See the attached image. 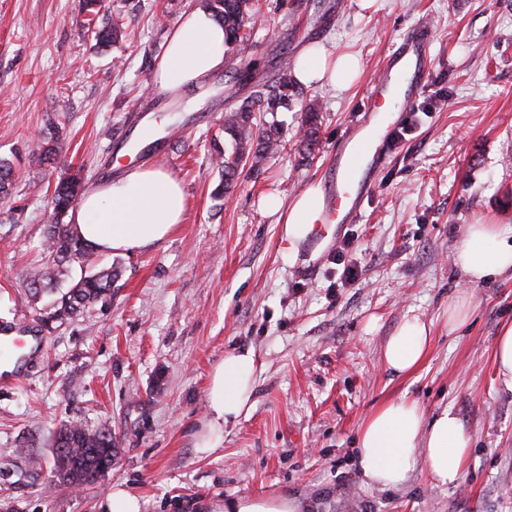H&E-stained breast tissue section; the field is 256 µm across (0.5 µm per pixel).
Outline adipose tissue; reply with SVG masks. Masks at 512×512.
Returning a JSON list of instances; mask_svg holds the SVG:
<instances>
[{
    "label": "adipose tissue",
    "mask_w": 512,
    "mask_h": 512,
    "mask_svg": "<svg viewBox=\"0 0 512 512\" xmlns=\"http://www.w3.org/2000/svg\"><path fill=\"white\" fill-rule=\"evenodd\" d=\"M228 58L224 26L204 6L186 13L175 27L152 75V85L172 96L205 91ZM353 57L328 58L323 49L309 48L295 66L296 82L312 87L348 89ZM185 193L169 173L140 167L117 179L91 184L71 213L73 231L102 253L141 251L166 240L183 220ZM284 211V253L293 258L300 242L311 237L324 208L321 186L307 188L289 205L270 202ZM453 263L468 283L512 275V226L470 224L453 253ZM430 344L429 329L420 319L405 320L383 352L385 367L398 375L414 372ZM257 360L253 351L226 353L214 369L207 394V412L196 445L210 451L224 442V426L246 415L253 406ZM356 449L368 484L386 489L403 484L417 466L430 479L455 485L471 449V438L455 413L443 409L426 417L419 404L405 397L380 405L362 423Z\"/></svg>",
    "instance_id": "adipose-tissue-1"
}]
</instances>
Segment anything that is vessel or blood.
<instances>
[{"label":"vessel or blood","mask_w":512,"mask_h":512,"mask_svg":"<svg viewBox=\"0 0 512 512\" xmlns=\"http://www.w3.org/2000/svg\"><path fill=\"white\" fill-rule=\"evenodd\" d=\"M430 31L420 26L410 31L391 54L368 95L373 112L393 111L421 90L428 70ZM396 126L389 120L349 134L336 154L335 174L329 186L325 224H342L351 218L372 184L373 173L383 164L384 146Z\"/></svg>","instance_id":"1"}]
</instances>
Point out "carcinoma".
<instances>
[{
	"label": "carcinoma",
	"mask_w": 512,
	"mask_h": 512,
	"mask_svg": "<svg viewBox=\"0 0 512 512\" xmlns=\"http://www.w3.org/2000/svg\"><path fill=\"white\" fill-rule=\"evenodd\" d=\"M206 8L224 24V39L233 46L245 38V21L254 16L253 0H204ZM95 45L107 47L118 42L123 34V22L117 16L110 23L95 24L91 31ZM292 58L283 57L277 74L264 82L253 84V90L239 102L231 104L224 112V140L229 148H215L212 160L221 174V180L213 191L220 199L233 192L237 185L240 162L250 163L249 170L260 172L269 155L280 150L282 143L275 122L268 123L263 132L255 130V113L275 114L288 106V86L292 79ZM319 119V105L307 104L302 119L306 146L313 145ZM54 130L40 136L32 147L39 159L50 161L56 155ZM15 178L10 162L0 159V199L8 195V187ZM81 189L78 175L62 177L53 191V213L46 236V259L42 266L28 275V286L33 296L47 289L64 275V268L77 263L89 269L77 283L63 294L56 306L43 318L46 323L62 324L73 319L83 309L103 301L112 294V284L119 277L115 266L98 267L94 248L76 238L71 225L62 218L73 206ZM55 474L59 482L72 486L94 484L112 469V431L106 427L92 430L78 422L61 427L53 438Z\"/></svg>",
	"instance_id": "cac0c4a2"
}]
</instances>
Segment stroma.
Here are the masks:
<instances>
[{
    "label": "stroma",
    "instance_id": "stroma-1",
    "mask_svg": "<svg viewBox=\"0 0 512 512\" xmlns=\"http://www.w3.org/2000/svg\"><path fill=\"white\" fill-rule=\"evenodd\" d=\"M197 2L108 0L125 36L102 50L80 0H0V158L16 172L0 202V326L38 330L17 380L0 379V512H107L118 488L142 512H224L245 495L292 497L305 512H512V393L492 365L512 323V277L471 285L452 261L466 225H512V0H259L228 60L250 75L239 96L314 44L352 54L359 76L341 92L290 87L282 149L224 200L211 196V154L226 74L183 98L148 79ZM421 24L433 32L430 68L403 138L389 141L358 216L289 260L264 198L328 186L348 132L377 119L371 81ZM312 100L323 118L308 149L299 129ZM53 125L57 155L39 161L31 149ZM145 166L181 183L182 224L157 247L100 255L121 267L111 299L41 327L53 296L33 298L24 277L44 256L51 186L65 173L90 184ZM462 292L471 316L452 330L448 306ZM412 317L429 325L430 350L415 373L395 376L383 349ZM238 349L258 361L253 407L225 426L222 448L199 451L211 373ZM403 396L429 417L451 408L470 434L457 485L420 467L396 488L365 482L359 426ZM73 420L109 426L116 445L111 471L83 490L53 473L52 438Z\"/></svg>",
    "mask_w": 512,
    "mask_h": 512
}]
</instances>
